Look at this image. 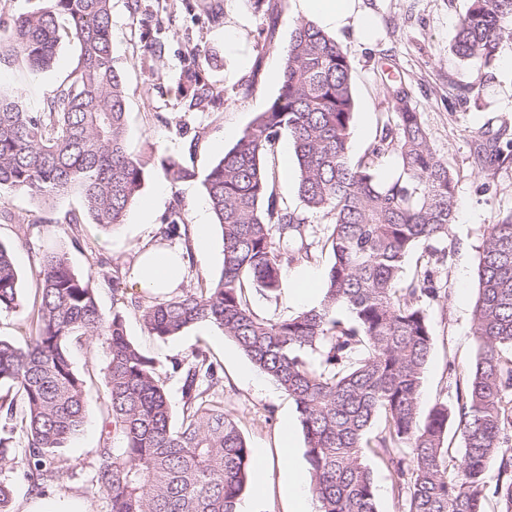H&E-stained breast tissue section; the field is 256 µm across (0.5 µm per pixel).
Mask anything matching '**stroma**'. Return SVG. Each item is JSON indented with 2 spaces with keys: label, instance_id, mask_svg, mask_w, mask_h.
Returning <instances> with one entry per match:
<instances>
[{
  "label": "stroma",
  "instance_id": "35a3bbf8",
  "mask_svg": "<svg viewBox=\"0 0 512 512\" xmlns=\"http://www.w3.org/2000/svg\"><path fill=\"white\" fill-rule=\"evenodd\" d=\"M377 19V37L369 44L352 32L336 39L353 63L352 85L357 100L351 140L354 155H363L379 132L384 85L388 77L402 79L420 112L431 146L459 175L457 210L449 238L455 252L439 268L436 297L425 299L433 334L425 370L421 410L449 398L457 375L465 373L476 355L473 309L477 298L475 269L482 232L498 214L512 210V167L497 171L494 184L484 179L470 161L479 131L512 128V44H505L485 87L487 106L460 100L449 83L463 73L449 43L468 0H364ZM44 0H0V92L20 99L27 111L40 112L46 99L67 81L78 60L75 39L62 38L53 65L34 71L11 52L7 37L14 19L42 7ZM298 16L292 0H284L278 15L256 9L253 0H112V45L116 66L127 88V148L146 164L139 198L155 199L149 223L139 220L132 206L123 224L105 229L85 221L79 243H72L62 219L81 212L78 189L50 199L0 189V211L12 221L0 220V242L14 245L16 265L22 275L23 306L0 315V336L17 344L26 341L24 322L32 309L35 289L32 270L36 255L60 246L71 265L92 272L99 305L111 314L113 296L104 283L112 264L134 266L144 247L153 245L162 219L174 206H182L186 224L196 222V203L204 199L201 177L231 149L243 131L262 112L280 88L282 51ZM198 76L213 91L210 101L197 106L180 96L176 82L183 75ZM192 154L196 179L167 182L161 162L169 156ZM272 165L276 193L290 208H300L298 169L288 135H281ZM29 228L28 246L17 244L19 225ZM207 251L194 252L183 282L216 277L222 267V240L217 224L208 226ZM108 257L105 267L96 257ZM127 334L158 369L166 372L173 408L182 405L180 375L171 371L173 359L203 348L221 362L223 379L218 394L224 411L236 420L257 465L242 495L241 512H290L282 489L281 465L293 453L301 471H308L305 441L296 420V406L270 377L258 371L221 329L200 323L181 335L160 339L148 335L135 315L127 317ZM72 360L87 378L89 402L81 434L65 455L70 465L65 478L32 491L24 464L7 477L13 486V512H105L103 500L91 491L92 462L105 437L104 368L107 348L103 341L73 344Z\"/></svg>",
  "mask_w": 512,
  "mask_h": 512
}]
</instances>
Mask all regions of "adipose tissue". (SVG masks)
I'll use <instances>...</instances> for the list:
<instances>
[{
    "mask_svg": "<svg viewBox=\"0 0 512 512\" xmlns=\"http://www.w3.org/2000/svg\"><path fill=\"white\" fill-rule=\"evenodd\" d=\"M297 14L312 19L325 29L337 32L351 30L360 39H368L376 25L363 0H293ZM185 259L182 252L150 247L137 261V287L165 293L177 288Z\"/></svg>",
    "mask_w": 512,
    "mask_h": 512,
    "instance_id": "adipose-tissue-1",
    "label": "adipose tissue"
}]
</instances>
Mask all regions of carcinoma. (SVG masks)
Returning a JSON list of instances; mask_svg holds the SVG:
<instances>
[{"mask_svg":"<svg viewBox=\"0 0 512 512\" xmlns=\"http://www.w3.org/2000/svg\"><path fill=\"white\" fill-rule=\"evenodd\" d=\"M46 2L15 18L13 51L33 69L49 68L63 15L79 44L78 62L44 112L0 94V188L46 198L76 187L95 223L114 227L140 194L145 163L126 148V86L112 50V0ZM508 42L512 0H470L450 51L465 67L454 85L478 108L486 104L484 76ZM177 92L197 104L213 96L193 75L178 80ZM385 97L380 134L356 158L351 60L333 37L300 20L284 50L278 94L202 180L221 229L218 277L168 299H132L106 316L92 274L76 271L62 249L39 253L29 339L20 346L0 337V474L16 464L17 429L34 489L68 473L62 453L81 431L88 404L70 346L102 336L105 428L122 440V447L105 443L96 453L93 487L106 512H238L252 454L211 393L223 367L200 348L173 361L183 380L181 426L174 428L166 377L127 336L129 309L159 338L213 324L288 394L304 435L317 512H378L368 451L393 474L403 512H486L490 496L499 512H512V455L504 452L512 443V211L482 234L475 360L455 380L453 402L439 401L423 417L433 335L421 301L435 293V266L454 252L448 236L458 174L431 147L407 85L389 80ZM284 131L298 166L301 211L278 199L275 170L266 163ZM386 152L396 155L397 171L382 179L373 158ZM509 166L512 136L504 129L481 132L473 167L491 179ZM162 173L172 182L196 177L183 157L167 158ZM309 213L328 219L319 238ZM156 237L179 238L191 252L178 207ZM420 247L427 261L405 280V261ZM324 251L331 264L319 306L285 319L252 310L249 290L275 297L284 266L309 264ZM21 306L13 247L0 243V314ZM379 417L384 427L372 437ZM451 420L464 444L455 473L446 447Z\"/></svg>","mask_w":512,"mask_h":512,"instance_id":"carcinoma-1","label":"carcinoma"}]
</instances>
